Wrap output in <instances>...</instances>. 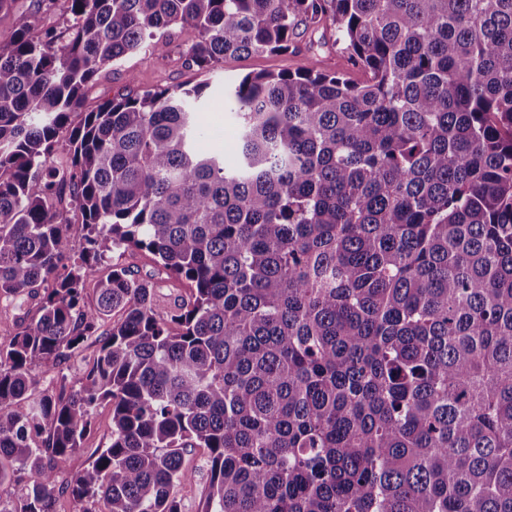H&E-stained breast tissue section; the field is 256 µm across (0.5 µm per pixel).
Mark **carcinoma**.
Segmentation results:
<instances>
[{
  "label": "carcinoma",
  "instance_id": "1",
  "mask_svg": "<svg viewBox=\"0 0 512 512\" xmlns=\"http://www.w3.org/2000/svg\"><path fill=\"white\" fill-rule=\"evenodd\" d=\"M173 25L192 70L301 28L369 79L310 60L226 84L231 164L202 146L206 84L81 111ZM122 249L169 306L118 264L87 301ZM1 296L39 302L0 343V485L24 482L0 512H182L189 448L201 512H512V0H69L60 33L17 15ZM93 336L79 388L38 389ZM103 402L111 437L67 477ZM203 454L202 450L197 448L185 455V466L189 470H196L200 474L190 483L179 487L178 495L182 503L183 512H199L201 507L202 491L206 485L205 478L202 473Z\"/></svg>",
  "mask_w": 512,
  "mask_h": 512
}]
</instances>
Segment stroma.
<instances>
[{
	"instance_id": "35a3bbf8",
	"label": "stroma",
	"mask_w": 512,
	"mask_h": 512,
	"mask_svg": "<svg viewBox=\"0 0 512 512\" xmlns=\"http://www.w3.org/2000/svg\"><path fill=\"white\" fill-rule=\"evenodd\" d=\"M170 49L166 53L142 51L130 55L117 65L103 71L85 94L83 108L90 111L105 100L124 93H140L157 88L192 87L209 84L212 97L208 112L201 119L206 127L204 146L207 150L232 158L235 153L234 113L224 109V85L232 79L257 73L293 71L305 65V48L287 54L244 55L225 58L214 71L200 73L183 65L181 52L192 43L195 33L187 27L171 29ZM94 425L83 441L82 448L72 458L69 470L77 472L89 460L91 453L108 442L112 431V412L108 405H98L93 413Z\"/></svg>"
}]
</instances>
